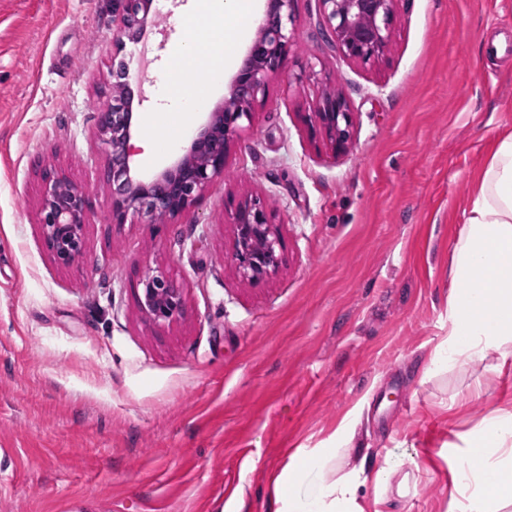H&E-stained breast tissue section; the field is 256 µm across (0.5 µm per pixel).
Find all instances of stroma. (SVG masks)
Returning <instances> with one entry per match:
<instances>
[{
	"instance_id": "obj_1",
	"label": "stroma",
	"mask_w": 512,
	"mask_h": 512,
	"mask_svg": "<svg viewBox=\"0 0 512 512\" xmlns=\"http://www.w3.org/2000/svg\"><path fill=\"white\" fill-rule=\"evenodd\" d=\"M191 6L155 0L165 21L119 43L112 0H0V512H275V475L349 423V465L371 473L405 448L422 471L403 498L366 485V512H453L452 454L512 406L511 362L424 375L471 189L512 131V0H399L372 66L297 0L288 69L224 177L176 219L111 223L96 137L110 70L143 81L132 174L150 180L177 157L153 154L167 122L145 119ZM327 84L353 115L340 154L309 122ZM40 165L88 193L67 267L38 223ZM250 195L282 241L257 284L236 270L227 212ZM156 271L183 291L169 323L140 307Z\"/></svg>"
}]
</instances>
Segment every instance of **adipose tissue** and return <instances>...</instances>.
<instances>
[{
    "label": "adipose tissue",
    "instance_id": "1",
    "mask_svg": "<svg viewBox=\"0 0 512 512\" xmlns=\"http://www.w3.org/2000/svg\"><path fill=\"white\" fill-rule=\"evenodd\" d=\"M254 0H195L185 35L174 52L172 77L162 80V97L178 120L163 142L173 149L180 122L205 110L223 84L232 47L249 32ZM217 25L226 52L215 56L196 36L198 22ZM201 75V84H184ZM465 224L452 250L453 288L448 295V329L435 345L426 369L434 375L489 358L512 360V132L497 137L490 159L465 210ZM352 433L342 428L335 445L295 454L274 483L276 512H365L360 489L373 483L378 494L404 492L420 467L413 455L391 452L371 478L347 467ZM467 449L455 464L457 512H512V407L493 410L467 435Z\"/></svg>",
    "mask_w": 512,
    "mask_h": 512
}]
</instances>
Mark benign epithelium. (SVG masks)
I'll return each mask as SVG.
<instances>
[{"label":"benign epithelium","mask_w":512,"mask_h":512,"mask_svg":"<svg viewBox=\"0 0 512 512\" xmlns=\"http://www.w3.org/2000/svg\"><path fill=\"white\" fill-rule=\"evenodd\" d=\"M296 0H265L257 31L248 46L228 94L193 135L189 147L171 167L148 182L132 177V116L135 99L129 68L112 71L120 92L99 112L98 136L109 148L111 220L120 224L127 212L176 218L218 177L224 176L230 143L252 121L254 107L265 99L268 79L286 70L290 51L288 23ZM324 38L348 57L364 64L379 58L387 47L398 0H319ZM153 0H112L116 36L137 42L144 35ZM333 152L342 153L351 136L352 115L339 93L326 90L314 112ZM44 192L39 224L54 261L69 266L82 254L83 229L88 212L85 191L53 169L42 172ZM233 258L242 277L252 283L268 278L278 268L282 242L271 215L258 198L233 204ZM140 306L156 323L179 318L184 309L182 288L163 272L141 281Z\"/></svg>","instance_id":"obj_1"}]
</instances>
